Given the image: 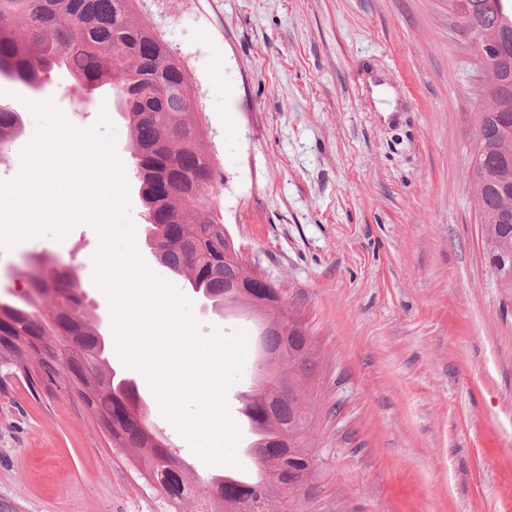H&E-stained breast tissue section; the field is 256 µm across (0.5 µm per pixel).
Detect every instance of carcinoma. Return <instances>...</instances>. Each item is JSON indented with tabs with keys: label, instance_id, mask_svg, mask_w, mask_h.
Listing matches in <instances>:
<instances>
[{
	"label": "carcinoma",
	"instance_id": "1",
	"mask_svg": "<svg viewBox=\"0 0 512 512\" xmlns=\"http://www.w3.org/2000/svg\"><path fill=\"white\" fill-rule=\"evenodd\" d=\"M133 0H0V68L13 81L44 79L56 61L80 83L112 91L116 111L126 114L135 189L147 215L145 236L162 254L169 273L184 276L190 288L224 313V288L243 269L224 264V225L207 215L215 190V167L203 145V130L186 96L188 75L172 51L132 13ZM464 24L478 27L500 47L502 62L490 80L496 85L478 134L470 176L488 263L496 282L512 291V0H468ZM21 113L0 111V150L20 132ZM30 288L36 298L22 305L0 300V371L18 369L43 348L67 347L63 364L40 363L51 384L63 379L104 427L112 447L136 452L135 463L166 499L172 512L195 497L196 512H224V499L269 502L290 478L279 469L290 449V433L307 425L298 393L272 386L246 395L244 405L263 441L256 474L243 484L218 483L186 466L173 467L171 448L149 423L132 383L117 382L101 347V325L89 318L83 286L62 273L39 276ZM310 331L292 334L288 358L311 354Z\"/></svg>",
	"mask_w": 512,
	"mask_h": 512
}]
</instances>
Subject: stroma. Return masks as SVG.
<instances>
[{
    "label": "stroma",
    "mask_w": 512,
    "mask_h": 512,
    "mask_svg": "<svg viewBox=\"0 0 512 512\" xmlns=\"http://www.w3.org/2000/svg\"><path fill=\"white\" fill-rule=\"evenodd\" d=\"M134 10L190 77L216 170L212 215L314 341L306 411L320 461L297 512H512V294L484 254L468 173L487 101L448 0H135ZM82 96L57 72L35 95L0 78V103L22 107L24 125L0 182L36 132L32 99L80 129L107 116L130 167L111 93ZM99 245L80 224L0 249V298H28V261L63 265L86 312L111 326L90 261ZM171 283L201 336L245 331L242 376L226 394L240 421L258 321L218 316L185 279ZM109 357L179 459L219 473L142 373ZM132 456L65 389L14 379L0 391V512H170Z\"/></svg>",
    "instance_id": "35a3bbf8"
}]
</instances>
